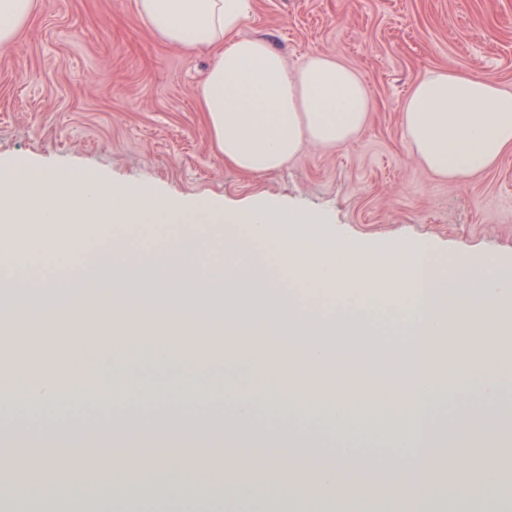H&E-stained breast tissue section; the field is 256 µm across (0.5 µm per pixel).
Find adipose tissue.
Instances as JSON below:
<instances>
[{
	"label": "adipose tissue",
	"mask_w": 512,
	"mask_h": 512,
	"mask_svg": "<svg viewBox=\"0 0 512 512\" xmlns=\"http://www.w3.org/2000/svg\"><path fill=\"white\" fill-rule=\"evenodd\" d=\"M140 17L165 43L214 52L196 94L225 163L246 174L281 169L304 144L340 146L365 125L370 98L351 67L317 53L288 66L260 39L238 37L253 0H136ZM37 0H0V51L14 48ZM404 136L433 174L462 178L491 166L512 148V92L492 79L440 70L419 81L402 107ZM71 174L30 167L0 169V305L27 301L45 313L49 335L79 332L109 338L127 329L209 347L215 336L279 337L300 360L280 398L297 403L317 391L316 376L341 338L363 339L377 314L403 328L398 352L370 346L371 362L390 360L389 391L408 401L405 426L437 405L435 367L443 343H461L470 363L500 354L512 329V270L458 259L441 265L427 245L355 252L339 245L315 213L259 200L247 210L199 198L180 202L141 189L110 190L98 173L79 192L63 187ZM15 224H71L66 236L14 235ZM174 224L176 236L140 252L121 239L96 253L88 242L106 225ZM223 225L224 261L201 262L203 243ZM84 261L62 275L75 255ZM24 394L0 388V411L18 404L60 407V378L75 375L67 355L40 353L28 366ZM250 395H241L219 422L154 416L128 426L118 415L106 427L63 437L54 416L39 440L18 428L0 437V507L9 492L58 473L112 481V498L139 512L140 479L169 467L209 482L224 501L250 512H512V462L487 467L482 448L497 430L470 427L465 452L450 448L445 426L427 425L433 443L421 498L395 491L385 460L365 456L355 432L317 455L298 439L249 435Z\"/></svg>",
	"instance_id": "adipose-tissue-1"
}]
</instances>
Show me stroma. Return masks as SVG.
I'll return each mask as SVG.
<instances>
[{
  "mask_svg": "<svg viewBox=\"0 0 512 512\" xmlns=\"http://www.w3.org/2000/svg\"><path fill=\"white\" fill-rule=\"evenodd\" d=\"M238 34L266 41L292 66L318 52L338 55L371 98L362 131L334 149L305 145L283 169L244 174L225 164L200 110L196 89L209 53L159 40L136 0H44L16 49L0 52V163L93 171L118 189L216 198L237 210L266 198L324 214L350 247L423 241L444 265L461 257L512 264V150L476 175L442 179L413 155L401 126L403 101L438 70L484 75L512 90V0H254ZM122 351L154 386L181 373L223 379L231 394H262L254 431L336 445L332 404L315 398L288 413L267 405L286 383L272 346L203 353L173 336H126ZM464 353L459 344L444 348L437 379L454 391L436 409L453 428L484 414L472 393L481 372L464 367ZM404 409L388 394L347 405L361 427L359 452L413 455L404 430L380 437L386 416ZM132 412L218 420L224 402L185 397Z\"/></svg>",
  "mask_w": 512,
  "mask_h": 512,
  "instance_id": "obj_1",
  "label": "stroma"
}]
</instances>
